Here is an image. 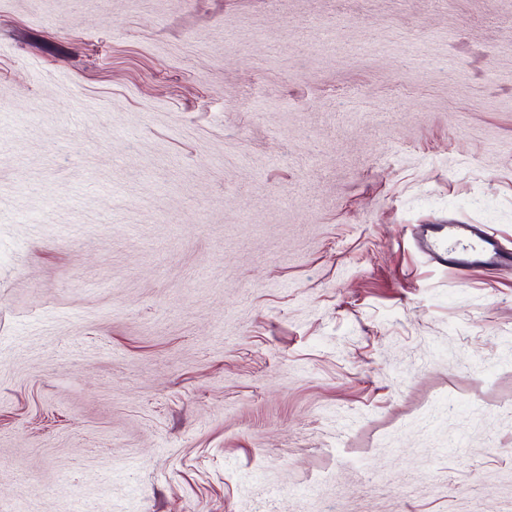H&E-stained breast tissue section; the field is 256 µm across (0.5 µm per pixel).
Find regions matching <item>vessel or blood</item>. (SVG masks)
I'll use <instances>...</instances> for the list:
<instances>
[{
	"instance_id": "vessel-or-blood-1",
	"label": "vessel or blood",
	"mask_w": 512,
	"mask_h": 512,
	"mask_svg": "<svg viewBox=\"0 0 512 512\" xmlns=\"http://www.w3.org/2000/svg\"><path fill=\"white\" fill-rule=\"evenodd\" d=\"M422 235L432 255L462 275L512 263V252L502 250L493 233L477 224H429Z\"/></svg>"
}]
</instances>
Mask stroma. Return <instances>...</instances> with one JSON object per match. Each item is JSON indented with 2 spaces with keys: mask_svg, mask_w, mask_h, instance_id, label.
Masks as SVG:
<instances>
[{
  "mask_svg": "<svg viewBox=\"0 0 512 512\" xmlns=\"http://www.w3.org/2000/svg\"><path fill=\"white\" fill-rule=\"evenodd\" d=\"M512 0H0V512H512ZM422 236L436 259L462 275L475 267L493 271L512 263V252L502 250L493 233L477 224H428Z\"/></svg>",
  "mask_w": 512,
  "mask_h": 512,
  "instance_id": "1",
  "label": "stroma"
}]
</instances>
